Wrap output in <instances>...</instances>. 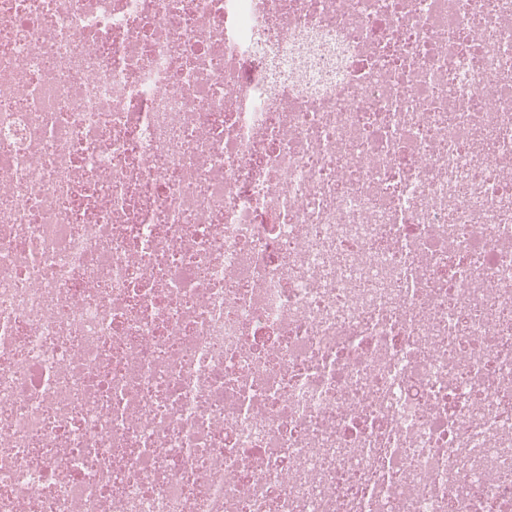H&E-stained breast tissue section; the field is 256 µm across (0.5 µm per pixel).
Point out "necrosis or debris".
Segmentation results:
<instances>
[{
	"label": "necrosis or debris",
	"mask_w": 512,
	"mask_h": 512,
	"mask_svg": "<svg viewBox=\"0 0 512 512\" xmlns=\"http://www.w3.org/2000/svg\"><path fill=\"white\" fill-rule=\"evenodd\" d=\"M0 512H512V0H0Z\"/></svg>",
	"instance_id": "4bbe7bcc"
}]
</instances>
